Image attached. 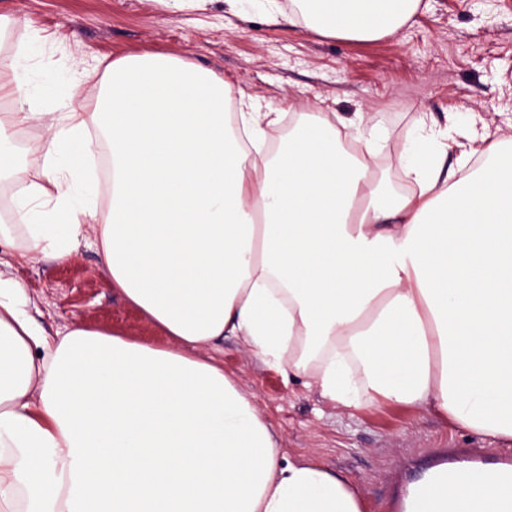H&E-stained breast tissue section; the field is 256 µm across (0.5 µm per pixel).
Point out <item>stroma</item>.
<instances>
[{
    "label": "stroma",
    "instance_id": "stroma-1",
    "mask_svg": "<svg viewBox=\"0 0 512 512\" xmlns=\"http://www.w3.org/2000/svg\"><path fill=\"white\" fill-rule=\"evenodd\" d=\"M251 22L224 10V0L182 7L169 0H0V57L19 56L22 69L57 77L50 95L0 101V113L65 112L68 90L94 111L99 94L89 72L112 59L143 53L177 56L224 78L258 107L365 113L387 143L373 171L395 190L404 185L401 152L423 126L486 128L512 135V0H422L398 32L371 42L319 36L303 25L267 24L255 0ZM16 186L0 182V225L11 266L0 277L21 282L29 310L48 334L76 327L103 329L165 347L167 336L112 286L96 246L81 245L66 262L21 258L25 242L13 219ZM209 357L234 378L257 413L272 424L289 457L310 455L341 472L362 492L367 512H391L396 479L412 481L432 464L434 449L501 452L498 441L402 405L354 410L320 397L303 381L266 368L242 340L227 337Z\"/></svg>",
    "mask_w": 512,
    "mask_h": 512
}]
</instances>
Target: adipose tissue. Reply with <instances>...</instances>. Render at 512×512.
<instances>
[{
  "mask_svg": "<svg viewBox=\"0 0 512 512\" xmlns=\"http://www.w3.org/2000/svg\"><path fill=\"white\" fill-rule=\"evenodd\" d=\"M422 0H291L323 37L376 40ZM0 61V100L52 88ZM102 109L34 120L42 170L20 184L23 255L65 262L93 238L112 285L165 348L76 328L52 339L22 285L0 278V512H366L356 485L315 458L281 460L276 432L199 350L242 338L286 380L346 408L404 404L512 442V137L422 130L408 188L373 177L380 135L361 116L283 108L227 114L231 86L182 58L106 68ZM458 167L476 155L483 164ZM415 512L478 498L493 470L420 483Z\"/></svg>",
  "mask_w": 512,
  "mask_h": 512,
  "instance_id": "ef3b65f1",
  "label": "adipose tissue"
}]
</instances>
